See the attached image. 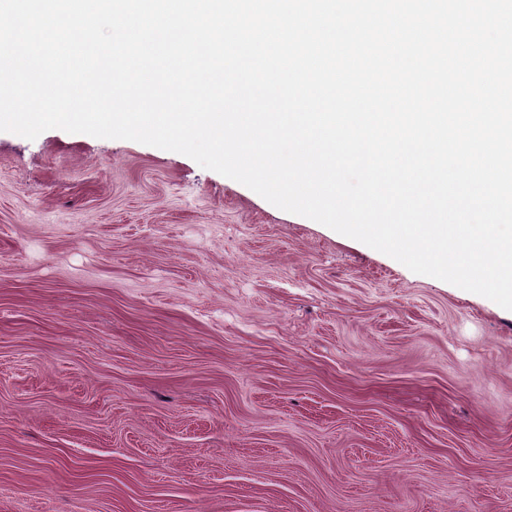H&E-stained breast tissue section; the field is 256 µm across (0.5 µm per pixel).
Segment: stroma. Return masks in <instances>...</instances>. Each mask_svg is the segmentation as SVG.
<instances>
[{
	"mask_svg": "<svg viewBox=\"0 0 512 512\" xmlns=\"http://www.w3.org/2000/svg\"><path fill=\"white\" fill-rule=\"evenodd\" d=\"M0 512H512V311L185 155L0 132Z\"/></svg>",
	"mask_w": 512,
	"mask_h": 512,
	"instance_id": "stroma-1",
	"label": "stroma"
}]
</instances>
